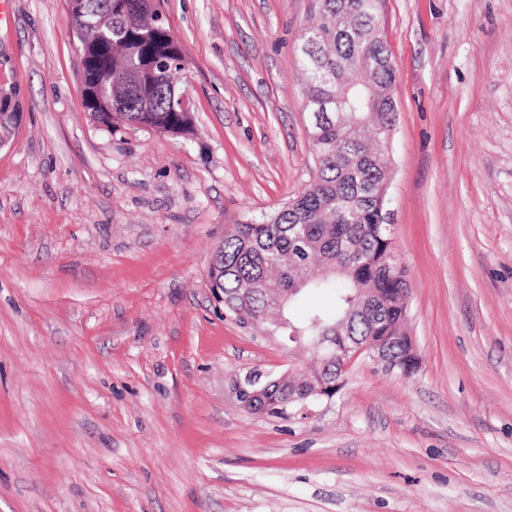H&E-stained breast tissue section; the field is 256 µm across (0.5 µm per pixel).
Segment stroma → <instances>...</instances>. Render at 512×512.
I'll return each mask as SVG.
<instances>
[{
	"instance_id": "35a3bbf8",
	"label": "stroma",
	"mask_w": 512,
	"mask_h": 512,
	"mask_svg": "<svg viewBox=\"0 0 512 512\" xmlns=\"http://www.w3.org/2000/svg\"><path fill=\"white\" fill-rule=\"evenodd\" d=\"M160 4L190 136L91 119L68 0L0 27V512H512V0H384L420 364L359 358L287 419L233 381L308 350L225 312L209 267L313 180L311 0Z\"/></svg>"
}]
</instances>
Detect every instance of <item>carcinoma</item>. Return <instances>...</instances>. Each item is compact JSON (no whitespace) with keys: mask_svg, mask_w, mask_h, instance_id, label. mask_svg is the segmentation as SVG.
Segmentation results:
<instances>
[{"mask_svg":"<svg viewBox=\"0 0 512 512\" xmlns=\"http://www.w3.org/2000/svg\"><path fill=\"white\" fill-rule=\"evenodd\" d=\"M381 0H313L317 22L307 28L299 52L305 83L314 178L309 187L279 210L237 224L224 236L209 277L215 280L225 309L239 321L283 331L291 342L314 348L321 336L335 337L338 352L372 339L402 366L418 367L400 326L407 317L406 282L390 273L392 226L387 220L386 139L396 120L395 68L381 37ZM112 58L100 71L82 74V87L95 89L112 79V110L84 105L93 119L113 133L138 125L160 133L191 124L174 110V75L157 42L142 36L154 25L166 27L159 9L146 0H112ZM360 80L380 92L373 107L360 97L336 116V101L346 82ZM334 292V305L313 307L304 317L293 306L310 292ZM309 371L265 378V390L249 413L284 417L288 387L315 380Z\"/></svg>","mask_w":512,"mask_h":512,"instance_id":"carcinoma-1","label":"carcinoma"}]
</instances>
